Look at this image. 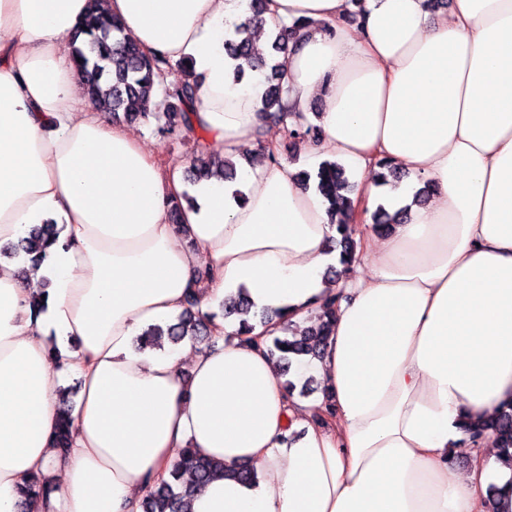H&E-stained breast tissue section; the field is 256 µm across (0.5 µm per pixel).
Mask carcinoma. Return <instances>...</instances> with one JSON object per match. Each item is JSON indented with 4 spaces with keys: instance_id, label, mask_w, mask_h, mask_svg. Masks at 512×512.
<instances>
[{
    "instance_id": "obj_1",
    "label": "carcinoma",
    "mask_w": 512,
    "mask_h": 512,
    "mask_svg": "<svg viewBox=\"0 0 512 512\" xmlns=\"http://www.w3.org/2000/svg\"><path fill=\"white\" fill-rule=\"evenodd\" d=\"M88 11L72 38L69 57L82 77L84 94L94 100L104 98L115 122L136 121L156 122L170 134L193 133V116L197 108V84L188 81L189 66L183 64L174 70L162 58L151 59L138 47L134 40L124 34L121 20L108 14L103 0H88ZM305 24L296 20L290 24L280 22L270 32L268 55L260 56L253 51L247 29L243 25L235 28L237 38L224 42L225 52L240 61L235 68L236 76L245 70L265 72V89L262 94L260 116L282 125L286 138L290 140L318 138L320 128L310 122L307 115L288 107V56L305 40ZM305 184H313L335 212H353L355 209L351 194L354 184L345 169L336 161H323L315 174L299 173ZM371 177L377 183H396L401 178L399 167L379 162L371 170ZM192 184L217 178L223 181L235 179V166L226 160L215 166L208 155L203 137L196 138V149L189 169ZM373 228L389 231L399 223L398 215L389 214L379 206L372 214ZM59 230L50 222L33 226L18 242L0 247V256L9 258L24 254L31 261L43 260L48 250L57 243ZM334 248L338 250V266L330 267L332 280L348 274L355 260L359 242L355 238L352 224L342 222L336 225ZM253 304L246 292L240 290L224 299L219 311L202 313L193 291L184 299V309L177 322L145 329L140 339L145 347L161 346L166 336L172 342H180L190 334L210 339L209 323L217 317L239 321L237 335L248 336L254 328L250 317L266 320L263 312L252 311ZM335 311L318 315L311 324L300 330L285 327L283 336L274 337L266 350L282 363L283 375H288L293 362L322 355L327 348L333 330ZM72 417L66 413L59 421L53 436V447L61 455L72 446ZM495 437L500 451L512 455V407L503 410L483 423L470 424L467 428L469 440L473 443L487 434ZM224 472V478L247 484L252 480L253 469L242 465L231 471H223L221 465L193 448H182L168 471L169 477L154 480L142 500V512H184L183 504L196 489L211 480L217 473ZM49 488L36 476H30L19 488L21 501L33 498L46 499Z\"/></svg>"
}]
</instances>
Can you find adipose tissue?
<instances>
[{
	"instance_id": "adipose-tissue-1",
	"label": "adipose tissue",
	"mask_w": 512,
	"mask_h": 512,
	"mask_svg": "<svg viewBox=\"0 0 512 512\" xmlns=\"http://www.w3.org/2000/svg\"><path fill=\"white\" fill-rule=\"evenodd\" d=\"M88 0H0V244L59 224L47 260L18 279L0 262V512L36 474L49 500L28 512H141L148 481L180 449L255 479L217 477L189 512H512V461L485 437L453 472L464 423L512 404V0H269L275 22L308 36L287 62L289 102L320 99L312 161L355 181L359 262L368 274L324 281L336 227L294 167L241 168L248 190L198 185L197 206L169 221L186 161L161 166L129 128L82 93L62 52ZM125 32L200 79L196 130L234 155L260 125L261 76L236 82L224 51L248 0H109ZM409 173L383 193L379 158ZM432 199L418 206L421 180ZM407 208L385 235L371 213ZM247 289L268 314L254 342L217 320L216 344L139 349L149 326ZM44 294L45 308L29 300ZM338 296L326 354L295 365L325 397L288 394L265 345ZM60 364H53L54 355ZM81 380L74 439L59 456L56 381ZM335 409L323 416L325 404ZM500 493L489 496V486Z\"/></svg>"
}]
</instances>
